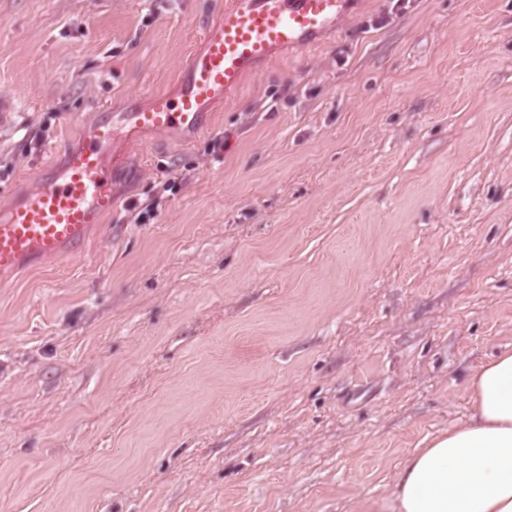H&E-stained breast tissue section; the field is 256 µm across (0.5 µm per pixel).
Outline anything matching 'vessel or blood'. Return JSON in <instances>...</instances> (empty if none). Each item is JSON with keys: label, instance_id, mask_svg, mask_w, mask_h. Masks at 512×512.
Returning a JSON list of instances; mask_svg holds the SVG:
<instances>
[{"label": "vessel or blood", "instance_id": "vessel-or-blood-1", "mask_svg": "<svg viewBox=\"0 0 512 512\" xmlns=\"http://www.w3.org/2000/svg\"><path fill=\"white\" fill-rule=\"evenodd\" d=\"M357 0H228L219 20L205 27L202 49L182 65L176 93L152 96L121 123L97 122L62 166L45 165L31 188L0 209V284L23 267L84 254L90 230L111 215L112 183L136 133L179 129L191 135L211 127L212 108L236 93L246 77L284 52L317 46L337 32Z\"/></svg>", "mask_w": 512, "mask_h": 512}]
</instances>
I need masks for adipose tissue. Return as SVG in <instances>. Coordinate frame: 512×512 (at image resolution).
Here are the masks:
<instances>
[{
  "instance_id": "adipose-tissue-1",
  "label": "adipose tissue",
  "mask_w": 512,
  "mask_h": 512,
  "mask_svg": "<svg viewBox=\"0 0 512 512\" xmlns=\"http://www.w3.org/2000/svg\"><path fill=\"white\" fill-rule=\"evenodd\" d=\"M469 419L414 449L388 512H512V349L470 375Z\"/></svg>"
}]
</instances>
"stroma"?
<instances>
[{"mask_svg":"<svg viewBox=\"0 0 512 512\" xmlns=\"http://www.w3.org/2000/svg\"><path fill=\"white\" fill-rule=\"evenodd\" d=\"M225 3L0 0V204ZM214 114L0 286V512H363L512 347V0H367Z\"/></svg>","mask_w":512,"mask_h":512,"instance_id":"stroma-1","label":"stroma"}]
</instances>
